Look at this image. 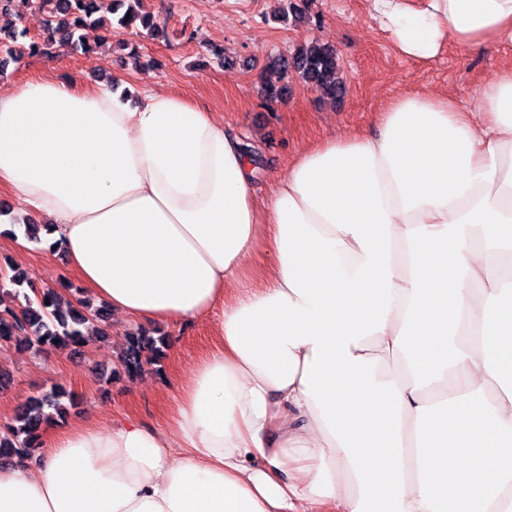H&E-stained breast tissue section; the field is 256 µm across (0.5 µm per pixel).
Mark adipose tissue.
<instances>
[{
    "label": "adipose tissue",
    "mask_w": 512,
    "mask_h": 512,
    "mask_svg": "<svg viewBox=\"0 0 512 512\" xmlns=\"http://www.w3.org/2000/svg\"><path fill=\"white\" fill-rule=\"evenodd\" d=\"M415 61L512 43V0H372ZM0 75L13 222L129 322L213 321L169 422H55L0 512H512V62L406 91L257 200L182 94Z\"/></svg>",
    "instance_id": "obj_1"
}]
</instances>
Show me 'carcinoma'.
<instances>
[{"label": "carcinoma", "instance_id": "obj_1", "mask_svg": "<svg viewBox=\"0 0 512 512\" xmlns=\"http://www.w3.org/2000/svg\"><path fill=\"white\" fill-rule=\"evenodd\" d=\"M35 4L43 15L42 33L32 38L26 29L15 27L3 32L0 74L26 54H49L56 44L75 52H89L112 35L115 24L148 39L154 38L159 28L156 17L143 8L142 0H35ZM291 69L323 96L335 98L342 91L336 49L312 39L299 45L292 56L277 55L266 62L260 80L267 101L287 96L285 80ZM8 281L14 289L6 291L11 297L8 302L0 292L1 345L44 353L85 346L107 336L105 308H94L75 297L72 285L65 284L61 290H38L25 273L17 270ZM164 345L165 338H156L147 330L130 333L118 357L120 370L111 372L107 381L122 374L133 378L145 367L158 364ZM67 396L69 392L57 385L30 396L18 408L12 423L0 431V460L32 457L39 450L42 428L66 416L68 407L63 399Z\"/></svg>", "mask_w": 512, "mask_h": 512}]
</instances>
